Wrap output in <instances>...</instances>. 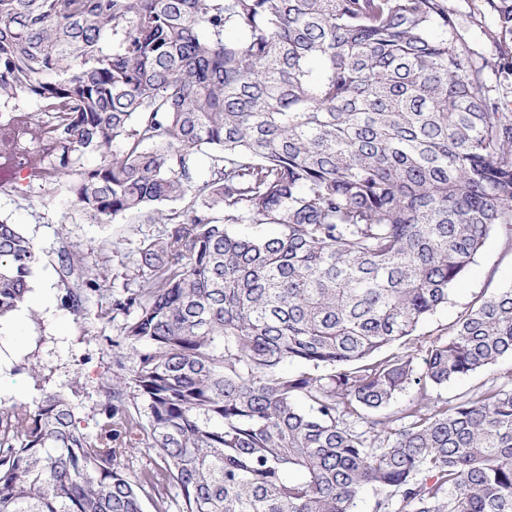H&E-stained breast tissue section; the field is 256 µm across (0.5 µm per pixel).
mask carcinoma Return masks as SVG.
Listing matches in <instances>:
<instances>
[{
    "label": "carcinoma",
    "mask_w": 512,
    "mask_h": 512,
    "mask_svg": "<svg viewBox=\"0 0 512 512\" xmlns=\"http://www.w3.org/2000/svg\"><path fill=\"white\" fill-rule=\"evenodd\" d=\"M485 2L475 62L448 0H0V107L36 105L0 121V165L76 176L96 224L187 202L138 288L58 248L61 306L126 319L90 415L0 405V512H512V389L438 393L512 356V285L421 330L512 239L484 78L512 73V0ZM38 262L0 220V320Z\"/></svg>",
    "instance_id": "carcinoma-1"
}]
</instances>
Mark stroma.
<instances>
[{"label":"stroma","mask_w":512,"mask_h":512,"mask_svg":"<svg viewBox=\"0 0 512 512\" xmlns=\"http://www.w3.org/2000/svg\"><path fill=\"white\" fill-rule=\"evenodd\" d=\"M448 5L473 16L464 37L475 55H488L490 40L485 31L492 28L493 21L482 17L480 0H448ZM14 180L12 171L0 175V218L20 225L36 245L40 262L33 277L35 306L27 323L21 326L10 320L0 324V403H31L45 391L72 390L79 413L85 416L98 398L101 380L110 375L109 340L117 336L119 323L97 318L98 307L110 305L106 298L82 314L60 307L56 251L65 240L81 243L93 250L99 273L112 286L134 288L141 280V243L163 234L166 227L148 221L143 214H128L111 224H91L71 203L70 178H62L52 188H36L25 194L13 192ZM510 284L512 241L497 232L487 240L466 279L452 292L447 307L424 322V331L446 334L458 313L476 297ZM491 382L512 387L511 357L451 381L441 395L453 400Z\"/></svg>","instance_id":"35a3bbf8"}]
</instances>
